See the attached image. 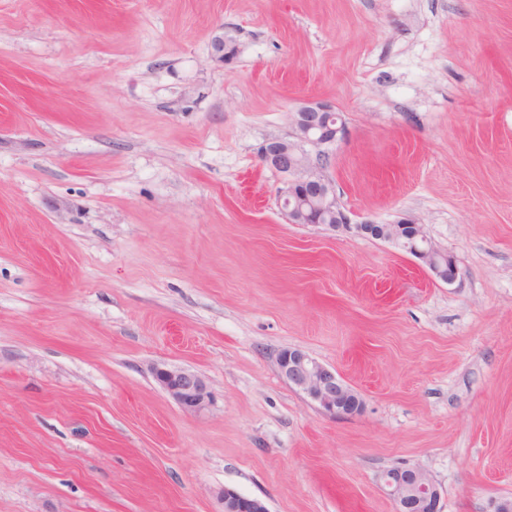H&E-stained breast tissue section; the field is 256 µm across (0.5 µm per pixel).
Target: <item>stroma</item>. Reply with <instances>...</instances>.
<instances>
[{"mask_svg":"<svg viewBox=\"0 0 512 512\" xmlns=\"http://www.w3.org/2000/svg\"><path fill=\"white\" fill-rule=\"evenodd\" d=\"M309 100L352 220L415 217L454 282L289 223L258 150ZM393 467L512 498V0H0V512H394ZM276 365L281 377L318 404L322 412L332 417L361 414L364 401L336 371L312 358L299 348L277 353ZM153 377L162 390L186 414L196 415L212 402L208 380L198 372L174 366H158ZM224 512H267L263 501L240 495L232 489H225L223 494Z\"/></svg>","mask_w":512,"mask_h":512,"instance_id":"obj_1","label":"stroma"}]
</instances>
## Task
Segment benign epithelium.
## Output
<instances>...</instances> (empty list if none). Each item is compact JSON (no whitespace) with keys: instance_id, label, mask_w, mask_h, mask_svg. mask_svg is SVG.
<instances>
[{"instance_id":"benign-epithelium-1","label":"benign epithelium","mask_w":512,"mask_h":512,"mask_svg":"<svg viewBox=\"0 0 512 512\" xmlns=\"http://www.w3.org/2000/svg\"><path fill=\"white\" fill-rule=\"evenodd\" d=\"M212 55L226 65L235 59L222 36L212 41ZM341 115L327 103L307 101L293 112V131L286 138L266 141L259 149L261 162L279 173L278 199L293 224L326 225L353 236L391 242L419 259L438 280L451 283L458 273L452 256L434 246L424 225L402 215L390 224L372 220L352 221L339 202L331 179L325 174L329 154L325 147L343 138ZM276 365L289 385L303 392L332 417H349L364 410V401L336 371L299 348L277 353ZM153 377L162 390L186 414L196 415L212 402L208 380L198 372L174 366H158ZM383 487L395 504V512H439L441 493L420 468H393L383 476ZM224 512H267L265 503L226 488Z\"/></svg>"}]
</instances>
